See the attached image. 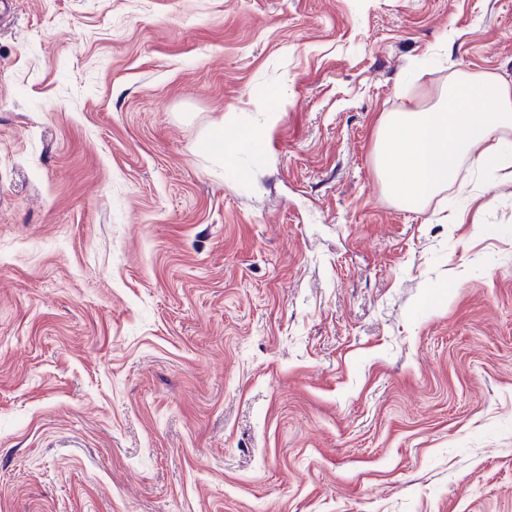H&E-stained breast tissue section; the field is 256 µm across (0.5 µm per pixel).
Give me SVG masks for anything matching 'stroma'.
Masks as SVG:
<instances>
[{
  "label": "stroma",
  "mask_w": 512,
  "mask_h": 512,
  "mask_svg": "<svg viewBox=\"0 0 512 512\" xmlns=\"http://www.w3.org/2000/svg\"><path fill=\"white\" fill-rule=\"evenodd\" d=\"M456 71L512 0H13L0 512H512V174L373 162Z\"/></svg>",
  "instance_id": "obj_1"
}]
</instances>
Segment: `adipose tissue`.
<instances>
[{
    "label": "adipose tissue",
    "instance_id": "adipose-tissue-1",
    "mask_svg": "<svg viewBox=\"0 0 512 512\" xmlns=\"http://www.w3.org/2000/svg\"><path fill=\"white\" fill-rule=\"evenodd\" d=\"M507 130H512V83L486 72H460L438 105L383 117L376 152L380 178L401 205L420 207L455 183L463 159L512 168V150L503 151L496 141Z\"/></svg>",
    "mask_w": 512,
    "mask_h": 512
}]
</instances>
